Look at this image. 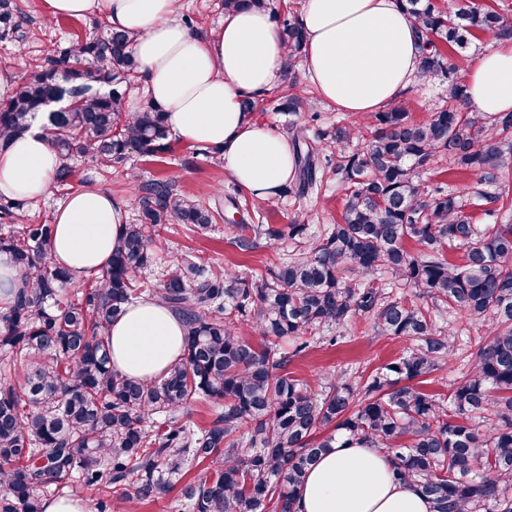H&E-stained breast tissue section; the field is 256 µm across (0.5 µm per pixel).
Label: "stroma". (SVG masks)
I'll return each instance as SVG.
<instances>
[{"instance_id":"stroma-1","label":"stroma","mask_w":512,"mask_h":512,"mask_svg":"<svg viewBox=\"0 0 512 512\" xmlns=\"http://www.w3.org/2000/svg\"><path fill=\"white\" fill-rule=\"evenodd\" d=\"M26 14L35 27L46 28L42 37L24 42L0 39V70L7 69L26 75L34 59L43 57L48 45L64 46L69 40L85 36L92 30V17L60 18L46 22L41 11V0H26ZM282 93L281 86L272 87L260 100L261 111L257 118L274 132L283 134L289 122H297L306 128L308 135L328 128L339 122H348V115L338 112L312 99L301 116L278 112L277 105ZM172 150L163 160H151L130 153L127 166L141 178H166L172 180L178 192L193 195L210 203L225 206L224 222L212 225L205 231H192L183 224H168L160 231V249L154 263L142 270L138 278L149 286L158 285L163 269L171 255L194 253L205 257L210 264L223 267L242 278H256L268 275L285 261L297 248V241L288 237L276 240L260 239L256 248L244 252L237 248L236 239L245 232L246 225L263 222L282 229L288 224L294 212L291 196H282L270 210L257 212L253 206L238 209L227 206L229 197L235 196L236 184L226 174L224 166L212 156L197 153L195 145L180 138H172ZM94 187L107 191L121 202L127 212L128 222L138 217V200L134 190L122 178L101 181L94 167L86 161L75 163V175L69 187H53L49 196L28 202L25 211L35 221L50 222L56 207L66 198L69 191ZM309 234H316L325 225L339 222L342 213V199L335 186H328L311 194L303 203ZM338 345H329L327 340L311 341L308 348L292 358L288 365L294 376L320 383L330 375L354 374L372 371L397 358L408 345L407 340L382 336L365 323L354 321L338 329Z\"/></svg>"}]
</instances>
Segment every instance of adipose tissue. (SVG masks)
Instances as JSON below:
<instances>
[{
	"label": "adipose tissue",
	"mask_w": 512,
	"mask_h": 512,
	"mask_svg": "<svg viewBox=\"0 0 512 512\" xmlns=\"http://www.w3.org/2000/svg\"><path fill=\"white\" fill-rule=\"evenodd\" d=\"M47 17H102L135 33L132 45L146 97L182 140L219 149L225 172L257 197L275 201L294 177L284 136L242 109L282 78L287 49L269 13H225L202 35L178 17V0H42ZM306 76L321 100L358 117L393 105L420 82L422 43L398 0H306L299 16ZM472 111L512 112V40L495 42L464 72ZM59 155L32 126L0 150V194L35 200L50 194ZM53 263L77 283L109 264L126 222L123 205L97 188L71 192L56 209ZM112 363L131 379L165 376L183 352L180 319L151 299L112 324ZM296 512H434L400 483L380 448L329 449L300 486Z\"/></svg>",
	"instance_id": "obj_1"
}]
</instances>
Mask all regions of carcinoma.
Masks as SVG:
<instances>
[{
  "label": "carcinoma",
  "instance_id": "obj_1",
  "mask_svg": "<svg viewBox=\"0 0 512 512\" xmlns=\"http://www.w3.org/2000/svg\"><path fill=\"white\" fill-rule=\"evenodd\" d=\"M424 39V73L444 79L443 104L421 122L401 106L320 130L311 140L288 126L296 178L282 189L301 203L334 182L341 222L266 278L244 281L198 256L173 257L158 288L136 280L155 257L159 229L177 221L199 230L224 220L222 209L175 192L171 181H140L139 218L125 225L110 264L68 292L51 260L53 224L14 223L26 201L0 194V252L22 280L0 304V512H42L46 489L62 496L70 481L99 492L98 512H134L182 476L190 462L210 475L183 485L191 512H293L307 470L340 443L383 448L398 479L434 503V512H512V224H478L512 204V112H471L461 80L439 43L464 48L471 31L512 38V17L476 4L455 11L434 0H399ZM288 48L302 57L298 19L273 13ZM19 0H0V38L27 37ZM31 64L0 102V148L31 126L46 100L68 93L72 108L48 113L44 130L61 164L54 182L69 185L71 160L88 159L103 179L129 152L161 159L171 152L163 110L123 107L137 78L132 37L96 22ZM308 99L294 72L279 110L301 113ZM479 175L465 194L419 180L441 158ZM293 214L288 237L306 235ZM237 246L281 232L250 226ZM417 246L409 250L406 244ZM463 250L462 259L448 258ZM393 281L373 278L380 270ZM413 296L394 293L397 285ZM150 295L185 327L180 359L159 380L141 382L112 367L109 329L124 308ZM453 311L483 328L470 346L468 373L448 401L417 384L457 352V334L437 325ZM361 318L382 336L412 341L365 380L331 376L324 389L288 374L305 337ZM254 329L261 344L241 336ZM301 340L293 352L282 342ZM194 399L216 417L191 429L179 413ZM152 428H147V423Z\"/></svg>",
  "mask_w": 512,
  "mask_h": 512
}]
</instances>
